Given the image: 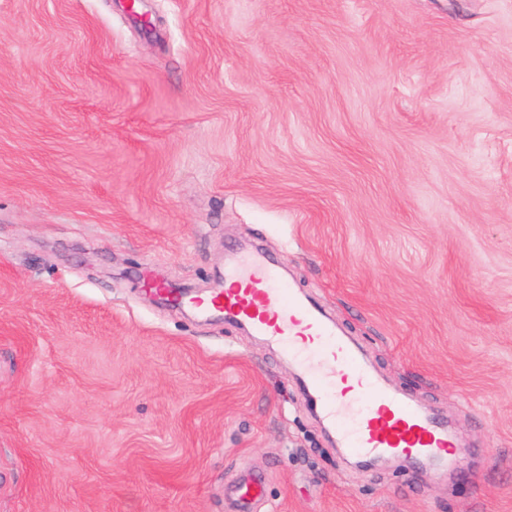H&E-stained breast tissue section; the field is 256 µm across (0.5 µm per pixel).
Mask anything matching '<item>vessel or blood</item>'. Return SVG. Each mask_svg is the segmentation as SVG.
<instances>
[{
    "mask_svg": "<svg viewBox=\"0 0 512 512\" xmlns=\"http://www.w3.org/2000/svg\"><path fill=\"white\" fill-rule=\"evenodd\" d=\"M227 289L201 303L278 345L320 397L321 411L341 422L339 441L359 458H441L454 441L445 423L394 393L370 372L360 352L316 305L296 295L257 249L225 268Z\"/></svg>",
    "mask_w": 512,
    "mask_h": 512,
    "instance_id": "1",
    "label": "vessel or blood"
}]
</instances>
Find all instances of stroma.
I'll use <instances>...</instances> for the list:
<instances>
[{
	"mask_svg": "<svg viewBox=\"0 0 512 512\" xmlns=\"http://www.w3.org/2000/svg\"><path fill=\"white\" fill-rule=\"evenodd\" d=\"M260 244L448 469L365 468L191 297ZM512 512V0H0V512Z\"/></svg>",
	"mask_w": 512,
	"mask_h": 512,
	"instance_id": "obj_1",
	"label": "stroma"
}]
</instances>
